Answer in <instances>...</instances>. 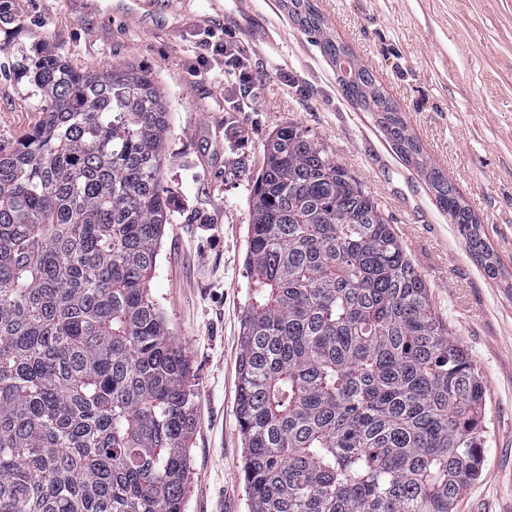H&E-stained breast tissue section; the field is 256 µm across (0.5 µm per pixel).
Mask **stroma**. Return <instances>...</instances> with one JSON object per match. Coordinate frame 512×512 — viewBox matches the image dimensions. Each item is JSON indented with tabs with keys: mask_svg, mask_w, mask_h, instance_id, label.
I'll use <instances>...</instances> for the list:
<instances>
[{
	"mask_svg": "<svg viewBox=\"0 0 512 512\" xmlns=\"http://www.w3.org/2000/svg\"><path fill=\"white\" fill-rule=\"evenodd\" d=\"M141 2L145 18L125 20L113 0H9L22 27L1 29L0 42L85 71L147 68L165 91L169 222L152 293L196 393L185 512H248L236 402L251 178L268 137L288 123L378 198L433 312L477 367L483 466L454 512H512V0H311L479 220L499 263L493 278L376 114L343 96L286 0ZM211 34L239 50L242 69L213 54ZM42 106L29 76L0 67L1 143L40 124Z\"/></svg>",
	"mask_w": 512,
	"mask_h": 512,
	"instance_id": "obj_1",
	"label": "stroma"
}]
</instances>
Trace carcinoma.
<instances>
[{
	"label": "carcinoma",
	"instance_id": "cac0c4a2",
	"mask_svg": "<svg viewBox=\"0 0 512 512\" xmlns=\"http://www.w3.org/2000/svg\"><path fill=\"white\" fill-rule=\"evenodd\" d=\"M289 13L498 265L397 106L327 31ZM48 99L0 143V512H184L190 367L151 295L167 223L169 111L133 65L80 72L0 42ZM237 419L249 512H453L479 475L484 388L432 312L378 199L296 124L253 178Z\"/></svg>",
	"mask_w": 512,
	"mask_h": 512
}]
</instances>
